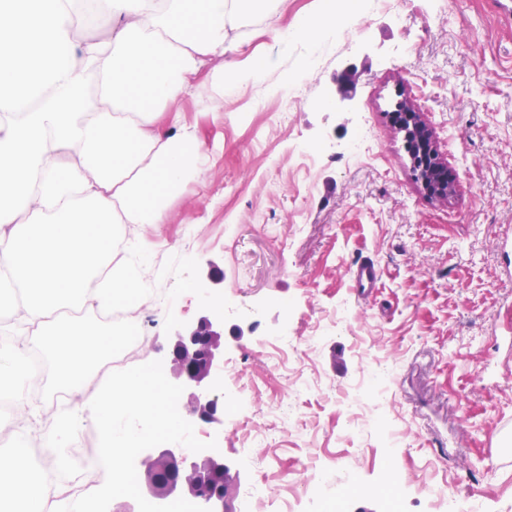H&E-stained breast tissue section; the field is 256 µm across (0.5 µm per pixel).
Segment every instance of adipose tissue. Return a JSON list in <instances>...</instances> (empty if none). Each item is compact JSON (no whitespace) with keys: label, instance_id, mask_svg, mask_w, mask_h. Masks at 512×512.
Wrapping results in <instances>:
<instances>
[{"label":"adipose tissue","instance_id":"1","mask_svg":"<svg viewBox=\"0 0 512 512\" xmlns=\"http://www.w3.org/2000/svg\"><path fill=\"white\" fill-rule=\"evenodd\" d=\"M281 0H0V396L24 422L0 448V512H72L61 475L74 436L93 425L112 456L109 488L125 497L124 451L140 421L175 434L152 372L117 384L98 364L123 341L97 314L150 305L135 245L139 224L166 223L168 206L203 186L214 156L182 123L175 103L199 88L201 71L223 81L229 33ZM106 29L104 40L72 36L73 16ZM51 91L35 97L45 59ZM102 82L91 91V77ZM38 351L65 394L59 422L33 466L27 435L41 411L29 365Z\"/></svg>","mask_w":512,"mask_h":512}]
</instances>
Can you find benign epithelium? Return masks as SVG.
<instances>
[{
	"instance_id": "benign-epithelium-1",
	"label": "benign epithelium",
	"mask_w": 512,
	"mask_h": 512,
	"mask_svg": "<svg viewBox=\"0 0 512 512\" xmlns=\"http://www.w3.org/2000/svg\"><path fill=\"white\" fill-rule=\"evenodd\" d=\"M355 67L347 66L334 79L339 102L352 98ZM395 129L406 140H414L428 154L430 163L419 174L426 196L448 199L452 181L435 147L433 130L408 97L396 103ZM224 318L210 309L193 321L178 325L167 344L164 361L176 388L187 399L183 423L224 426V400L218 393L214 370L224 360ZM142 474V498L171 500L189 498L199 512H234L232 495L224 481L238 474L224 458L222 448H183L173 444L143 446L138 453Z\"/></svg>"
}]
</instances>
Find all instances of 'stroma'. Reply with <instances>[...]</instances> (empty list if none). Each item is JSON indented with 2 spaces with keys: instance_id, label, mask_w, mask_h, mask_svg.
<instances>
[{
  "instance_id": "35a3bbf8",
  "label": "stroma",
  "mask_w": 512,
  "mask_h": 512,
  "mask_svg": "<svg viewBox=\"0 0 512 512\" xmlns=\"http://www.w3.org/2000/svg\"><path fill=\"white\" fill-rule=\"evenodd\" d=\"M322 9L321 0H284L232 32L225 63L276 49L281 27L323 24ZM309 55L315 70L300 74ZM350 64L355 95L340 109L333 79ZM402 94L435 134L455 186L447 200L424 197L389 121ZM213 97L204 87L179 104L215 154L207 189L175 200L161 234L138 229L154 302L137 363L162 361L218 268L224 323L248 329L226 344L224 361L244 371L252 434L283 399L307 420L249 448L232 421L211 437L197 430V445L217 440L239 474L236 512H273L271 499L293 498L313 453L330 477L324 495L343 494V512H386L375 487L389 453L343 399L374 360L395 367L384 416L403 433L390 454L397 512H432L434 488L478 512H512V466L492 455L500 422L512 421V258L495 248L512 238V0H395L335 43L295 42L278 70L222 106ZM363 125L372 147L353 164L345 154ZM296 142L318 151L314 168L293 153ZM362 259L380 269L367 294L347 274ZM339 305L351 322L336 330L326 321ZM257 473L271 498L250 503Z\"/></svg>"
}]
</instances>
